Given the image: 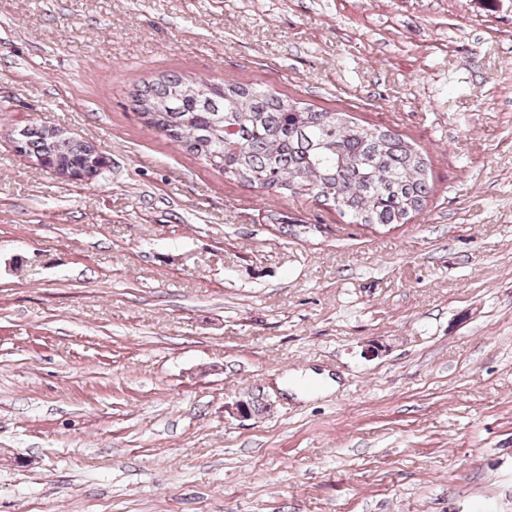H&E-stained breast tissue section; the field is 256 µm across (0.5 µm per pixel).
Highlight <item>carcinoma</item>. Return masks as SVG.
<instances>
[{"label": "carcinoma", "mask_w": 512, "mask_h": 512, "mask_svg": "<svg viewBox=\"0 0 512 512\" xmlns=\"http://www.w3.org/2000/svg\"><path fill=\"white\" fill-rule=\"evenodd\" d=\"M131 103L150 127L226 177L331 206L350 224H405L433 191L428 157L415 142L345 112L315 111L241 83L169 76L136 87ZM18 135L23 153L43 167L77 173L87 185L100 176L92 143L53 137L37 124Z\"/></svg>", "instance_id": "1"}]
</instances>
